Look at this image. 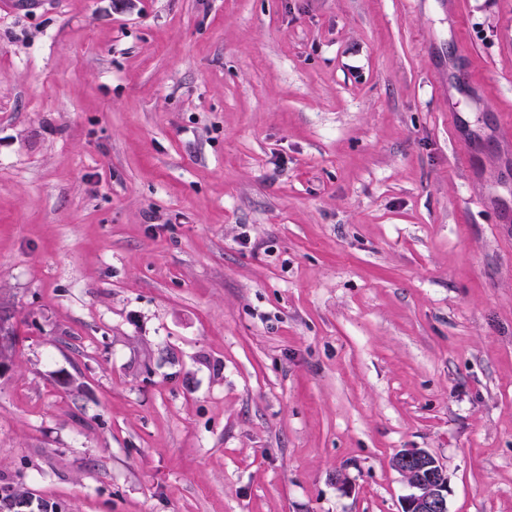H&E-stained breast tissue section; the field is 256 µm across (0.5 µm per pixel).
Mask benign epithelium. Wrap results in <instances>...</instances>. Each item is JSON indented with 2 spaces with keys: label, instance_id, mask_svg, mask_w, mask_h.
<instances>
[{
  "label": "benign epithelium",
  "instance_id": "1",
  "mask_svg": "<svg viewBox=\"0 0 512 512\" xmlns=\"http://www.w3.org/2000/svg\"><path fill=\"white\" fill-rule=\"evenodd\" d=\"M14 345V330L0 317V369ZM409 493L401 499V512H448V482L445 468L424 448H405L393 461Z\"/></svg>",
  "mask_w": 512,
  "mask_h": 512
}]
</instances>
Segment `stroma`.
I'll list each match as a JSON object with an SVG mask.
<instances>
[{
  "mask_svg": "<svg viewBox=\"0 0 512 512\" xmlns=\"http://www.w3.org/2000/svg\"><path fill=\"white\" fill-rule=\"evenodd\" d=\"M508 114L512 0H0V484L512 512ZM409 493L401 499V512H447L448 482L445 468L424 448H405L393 461Z\"/></svg>",
  "mask_w": 512,
  "mask_h": 512,
  "instance_id": "stroma-1",
  "label": "stroma"
}]
</instances>
